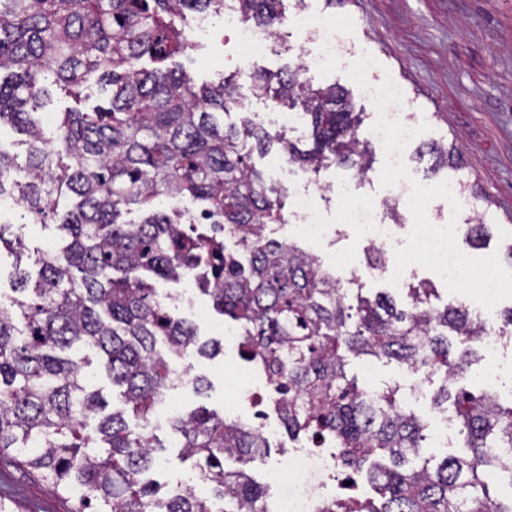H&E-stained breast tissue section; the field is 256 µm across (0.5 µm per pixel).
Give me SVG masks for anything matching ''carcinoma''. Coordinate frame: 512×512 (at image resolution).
I'll return each instance as SVG.
<instances>
[{
	"label": "carcinoma",
	"mask_w": 512,
	"mask_h": 512,
	"mask_svg": "<svg viewBox=\"0 0 512 512\" xmlns=\"http://www.w3.org/2000/svg\"><path fill=\"white\" fill-rule=\"evenodd\" d=\"M245 20L273 27L283 0H237ZM227 0H0V126L26 135L20 165L0 145V196L43 223L55 219L60 244L41 253L38 280L0 303V454L11 451L41 481L72 500L70 512H211L196 488L179 491L151 478L164 446L143 433L167 391L180 385L178 365L192 354L214 356L196 327L171 314L144 276L177 279L196 265L214 307L243 331L241 355L261 361L281 397L272 405L286 431L336 443L344 466L367 474L377 499L349 498L339 512H512L483 480L512 469V404L464 383L473 346L486 326L462 308L429 305L427 284L412 304L357 297L353 305L325 275L320 258L266 233L281 224L287 188L250 163L273 147L317 173L332 165L371 169V143L358 137L359 113L339 86L315 88L296 70L259 72L251 92L311 119L301 149L263 127L217 114L238 102L233 79L195 88L165 62L187 48L186 12L221 15ZM111 87L107 106L70 109L45 136L33 111L57 88L75 100L89 78ZM431 169L458 153L432 143ZM162 197L199 203L198 220L224 231L247 254L240 263L215 238L188 237L182 214L157 208ZM138 210V223H121ZM489 225L465 229L479 246ZM90 349L123 407L107 411L71 352ZM395 361L429 379L444 374L437 407L453 400L470 453L415 468L426 425L407 413L397 390L369 398L348 377L342 351ZM138 421L130 427L128 417ZM96 420L95 434L84 433ZM181 456L195 459L202 482L224 499V512H264L265 493L247 466L270 448L257 430L204 408L173 424Z\"/></svg>",
	"instance_id": "1"
}]
</instances>
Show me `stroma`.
I'll return each instance as SVG.
<instances>
[{
	"label": "stroma",
	"instance_id": "35a3bbf8",
	"mask_svg": "<svg viewBox=\"0 0 512 512\" xmlns=\"http://www.w3.org/2000/svg\"><path fill=\"white\" fill-rule=\"evenodd\" d=\"M282 10L289 16L304 12L350 19L347 37L353 53L341 57L327 74L308 76V83L346 88L355 110L362 114L359 134L368 137L376 113L346 70L358 55L371 54L377 64L368 74L369 82L392 78L402 91L411 119L428 126L405 157L413 177L426 186L461 179L477 186L474 210L456 213L446 199L437 198L427 207L429 222L445 224L453 219L463 225L483 217L491 226L489 238L478 247L458 240V249L474 257L502 252L504 243L512 239V0H349L336 7L328 6L326 0H305L301 6L296 0H283ZM280 33L283 44L247 60L237 54L223 18L215 16L204 34L198 33L194 24L186 25L191 45L177 61L195 83L233 77L245 85L251 73L298 66L306 46L303 33L286 25L281 26ZM441 140L461 147L462 169L443 168L431 173L426 162L418 160V150ZM323 208L326 222L333 224L335 231L325 242H304V249L325 261L339 255L359 262L364 257L365 241L340 218L335 201L324 202ZM9 232L26 245L24 266L29 270L46 243L55 239L53 226L17 215ZM237 359L236 350L231 348L213 358L191 356L194 374L207 381L208 389L201 395L189 387L178 389L183 409L202 405L224 413V367ZM347 362L348 373L357 376L363 389L381 393L397 387L398 399L406 410L425 420L433 415L430 400H414L407 388L398 387V363H376L375 375L369 379L363 375L364 358L351 355ZM1 488L15 494L23 512H56L63 502L61 495L32 476L9 452L0 456Z\"/></svg>",
	"mask_w": 512,
	"mask_h": 512
}]
</instances>
